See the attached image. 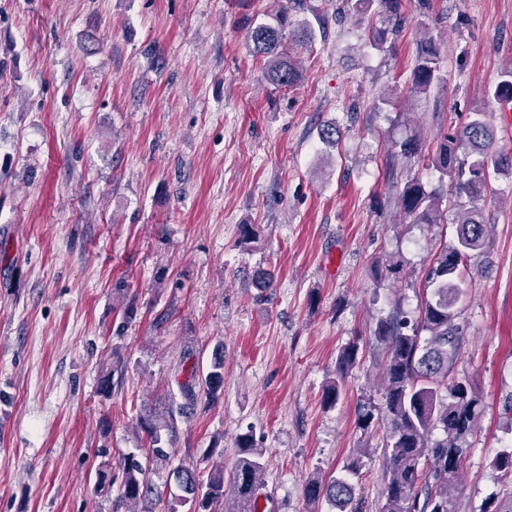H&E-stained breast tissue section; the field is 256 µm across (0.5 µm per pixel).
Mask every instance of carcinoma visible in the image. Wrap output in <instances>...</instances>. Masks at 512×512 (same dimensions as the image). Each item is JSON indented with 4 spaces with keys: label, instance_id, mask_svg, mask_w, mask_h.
I'll return each mask as SVG.
<instances>
[{
    "label": "carcinoma",
    "instance_id": "carcinoma-1",
    "mask_svg": "<svg viewBox=\"0 0 512 512\" xmlns=\"http://www.w3.org/2000/svg\"><path fill=\"white\" fill-rule=\"evenodd\" d=\"M301 0H288L276 24L251 23L249 37L255 50L265 56L266 79L281 88L291 89L302 79L296 59L285 47L286 15ZM378 5L398 31L403 20L404 0H346L347 11L366 14ZM443 83L440 49L434 39L420 41L404 100L427 97ZM486 95L502 101L512 97V68L501 72L497 84ZM322 144L336 148L340 129L336 123L319 130ZM495 133L485 112L468 113L458 127L439 130L437 147L426 153L419 135L412 133L393 144L386 179L396 185V204L412 224H441L447 212H456L457 243L440 246L424 272V288L431 290L424 300L420 315L410 320L401 304L394 302L390 314L380 319L373 336L384 346L382 363L384 379L383 408L387 421L385 440L386 472L383 500L379 512H456L454 495L459 489L461 464L467 453L465 437L473 431L478 399L473 387L449 378L461 350L464 336L456 323L460 301L462 271L472 253L482 250L487 241L481 202L485 200L493 174L504 162L493 153ZM415 160L437 173L430 185L418 176L398 182L399 161ZM359 343L348 344L337 356L336 378L326 385L324 402L334 405L340 398L342 384L359 363ZM123 367L116 364L101 377L100 389L106 396L117 387L114 378H122ZM179 384L183 402L177 410L194 409L199 393L215 401L224 392V358L213 355L206 372L192 366L184 372ZM161 425L157 416L143 414L136 429L149 440L146 463L133 457L118 460L123 480L118 505L126 512H155L162 497L150 477L152 468L169 465L171 451L161 446ZM441 436L434 438V431ZM237 458L230 468L214 466L205 478L186 466L173 469L175 481L183 492L180 502L189 512H259V499L264 485V452L258 448L253 433L239 435ZM492 466L506 479L512 480V448L500 450ZM233 493L232 507L225 508V488ZM313 512L327 501L340 512H360L355 488L346 479L311 477L304 489Z\"/></svg>",
    "mask_w": 512,
    "mask_h": 512
}]
</instances>
